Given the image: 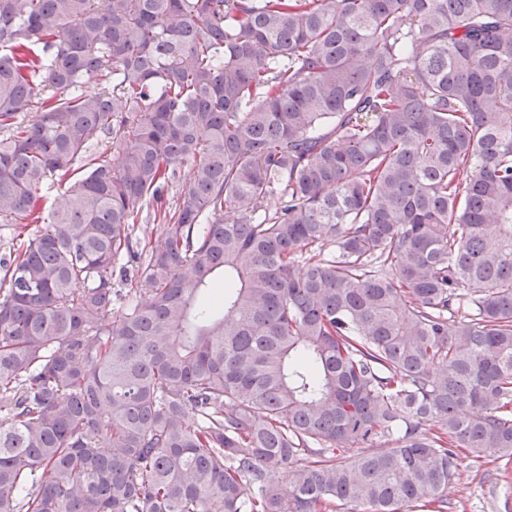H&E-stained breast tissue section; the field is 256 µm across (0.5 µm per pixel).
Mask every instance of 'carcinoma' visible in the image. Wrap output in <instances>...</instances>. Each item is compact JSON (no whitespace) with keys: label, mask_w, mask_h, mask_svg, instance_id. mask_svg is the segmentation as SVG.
I'll return each instance as SVG.
<instances>
[{"label":"carcinoma","mask_w":512,"mask_h":512,"mask_svg":"<svg viewBox=\"0 0 512 512\" xmlns=\"http://www.w3.org/2000/svg\"><path fill=\"white\" fill-rule=\"evenodd\" d=\"M0 223V512H446L512 456V0H0Z\"/></svg>","instance_id":"1"}]
</instances>
